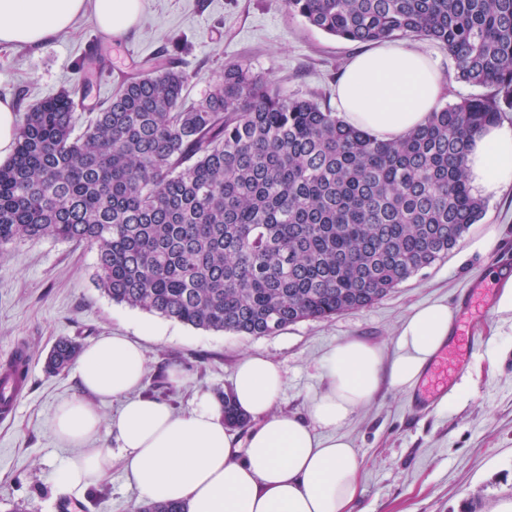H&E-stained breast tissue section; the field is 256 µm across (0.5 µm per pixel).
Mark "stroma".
<instances>
[{
    "label": "stroma",
    "instance_id": "1",
    "mask_svg": "<svg viewBox=\"0 0 512 512\" xmlns=\"http://www.w3.org/2000/svg\"><path fill=\"white\" fill-rule=\"evenodd\" d=\"M416 46L441 58V104L487 95V88L456 78L443 45L420 40ZM359 50L289 15L286 0H143L137 25L121 38L105 39L85 15L46 43L0 50V99H10L22 115L62 90L84 88L85 107L76 119L81 130L126 77L152 63L173 62L185 76L187 100L196 102L226 66L244 61L288 96L311 97L332 110L338 77ZM93 55L103 58V67L87 69ZM484 201L482 219L445 259L369 308L259 338L196 329L113 303L96 283V254L87 244L44 238L1 249L0 359L23 345L30 373L17 416L0 423V512L17 502L27 512H60L65 500L56 473L72 450L55 439L53 417L82 389L76 370L51 376L43 369L59 338L140 340L143 394L179 412L197 394L232 392L239 361L261 352L284 375L277 411L305 417L323 389L320 360L342 340L359 337L390 348L414 309L457 308L475 279L498 291L496 273L512 272V182ZM477 329L485 342L453 379L465 387L461 399L418 412L411 391L386 386L344 426L362 460L358 512H494L499 501L512 499V317L485 306ZM175 366L180 381L153 391L157 374ZM141 503L118 464L86 496L89 512H136Z\"/></svg>",
    "mask_w": 512,
    "mask_h": 512
}]
</instances>
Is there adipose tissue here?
<instances>
[{"label": "adipose tissue", "instance_id": "1", "mask_svg": "<svg viewBox=\"0 0 512 512\" xmlns=\"http://www.w3.org/2000/svg\"><path fill=\"white\" fill-rule=\"evenodd\" d=\"M141 7L142 0H0V45L45 43L88 13L101 34L117 36L136 24ZM443 86L438 55L390 43L347 63L336 106L348 124L394 139L427 120ZM467 169L471 187L484 194L512 181V127L491 125L476 136ZM453 319L441 303L416 309L391 351L343 340L323 356L324 388L304 418L276 411L284 385L279 366L264 354H247L236 370L233 401L257 424L242 441L210 394H199L184 413L140 396L141 345L124 336L99 337L79 355L83 396L63 402L54 415L55 436L77 450L59 472V488L85 499L117 460L140 498L182 501L188 512H352L361 459L339 429L382 386L415 385L447 344ZM112 398L122 404L102 422L96 402ZM104 428L115 433L120 455L92 447Z\"/></svg>", "mask_w": 512, "mask_h": 512}]
</instances>
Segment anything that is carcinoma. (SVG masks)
<instances>
[{
  "label": "carcinoma",
  "mask_w": 512,
  "mask_h": 512,
  "mask_svg": "<svg viewBox=\"0 0 512 512\" xmlns=\"http://www.w3.org/2000/svg\"><path fill=\"white\" fill-rule=\"evenodd\" d=\"M310 26L359 44L447 47L456 79L493 95L435 109L379 140L244 62L187 103L185 77L149 68L76 135L75 90L32 106L0 164V249L52 238L95 249L118 304L196 329L262 337L362 311L448 256L484 202L472 139L512 107V0H287ZM82 344L59 339L58 375ZM224 422L247 419L221 395ZM138 512H187L147 501Z\"/></svg>",
  "instance_id": "cac0c4a2"
}]
</instances>
